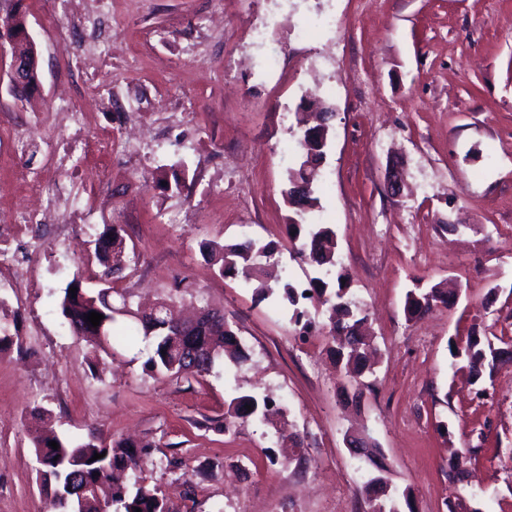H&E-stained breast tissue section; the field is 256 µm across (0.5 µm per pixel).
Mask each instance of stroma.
Wrapping results in <instances>:
<instances>
[{
  "mask_svg": "<svg viewBox=\"0 0 512 512\" xmlns=\"http://www.w3.org/2000/svg\"><path fill=\"white\" fill-rule=\"evenodd\" d=\"M330 9L334 26L300 36ZM22 10L39 84L11 102L0 62V101L27 130L22 161L0 144V206L27 204L19 172L56 169L45 145L57 124L65 73L37 0ZM57 23L76 52L114 54L93 76L111 107L84 109L112 131V151L86 176L109 182L112 214L135 251L113 283L130 307L181 291L220 310L248 360L218 374L171 379L145 372L137 346L116 345L97 371L59 307L75 275L93 287L88 234L69 242L38 226L30 287L0 288L19 316L27 351L0 354V512H45L36 480L31 412L46 407L66 439L101 431L149 442L141 478L174 512H367L365 485L381 476L413 512H512V362L473 378L451 346L468 336L512 337V0H112L95 31ZM279 66L267 74L264 58ZM328 103L332 142L308 219L336 232L347 296L369 315L372 368L346 377L325 333L301 334L283 303L257 301L255 283L222 277L208 240L275 242L281 280L304 289L314 269L286 224L284 191L299 152L300 100ZM405 165L401 197L384 184ZM179 189H172V182ZM444 282L459 297L408 319L406 296ZM270 395L272 423L207 428L233 394ZM366 434L380 458H355L344 438ZM213 467L200 479L198 469Z\"/></svg>",
  "mask_w": 512,
  "mask_h": 512,
  "instance_id": "1",
  "label": "stroma"
}]
</instances>
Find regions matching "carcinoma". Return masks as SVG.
<instances>
[{"label":"carcinoma","instance_id":"carcinoma-1","mask_svg":"<svg viewBox=\"0 0 512 512\" xmlns=\"http://www.w3.org/2000/svg\"><path fill=\"white\" fill-rule=\"evenodd\" d=\"M26 28L25 16L19 8L12 7L0 15V30L20 33ZM316 152H311V149ZM302 147L294 167L288 171V183H307L300 199L299 212L289 217L286 224L288 235L295 238L302 228H307V241L301 245L300 255L322 270L330 271L337 266L336 235L326 224L306 225V214L318 205L313 187V175L318 165L327 155V148L319 145ZM93 257L100 266L96 274L100 288L83 286L80 276H75L64 288L60 308L67 320L72 335L85 341L90 348V363L97 361L101 352L112 350V325L118 315H129L136 320L135 331L148 342L147 358L144 369L148 372L168 376L202 375L213 371L219 362L229 361L237 366L246 359L237 336L224 321V314L218 310L204 308L203 317L197 326L186 328L171 297L163 298L150 311H132L127 300L122 306L114 305V295L118 291L112 288V280L127 266L128 253L126 238L120 224H112L98 233L93 241ZM202 250L218 272L223 276L235 274L243 266L255 273L258 281L256 292L261 300L269 299L274 286L264 279L266 264L275 254L276 247L269 242L261 244L253 239L226 245L219 241L203 244ZM345 275H337L338 289L329 291L330 283L321 277L311 280V288L298 291L289 282L280 286L281 299L293 307L291 321L298 324L307 316V311L298 307L299 300L316 301L319 304H331L332 317L329 335L336 336L340 330L353 327L358 329L364 323L362 310L354 308V303L346 298L347 292L342 284ZM77 291L71 294L69 288ZM407 302L414 304L411 316L426 313L437 304L450 307L455 297L446 288L436 286L426 292H409ZM96 311L104 316L99 326L88 323L85 314ZM362 339L352 333L346 350L337 352L339 361L346 366H361ZM24 351L17 318L0 316V353L4 351ZM494 344L481 343L473 337L462 348L451 350L452 356L461 358L475 378H480L482 367L495 362ZM272 400L269 397L258 399L251 395L231 398L224 419H213L210 427L226 430L237 419L252 416L267 419ZM251 409H246V406ZM58 443V449L48 446V442ZM37 479L46 491L48 512H171L164 498L156 489H150L134 480L132 485L118 484L114 480L117 470H129L137 473L144 460L150 456L148 446L133 441L108 442L102 436L92 434L85 440H62L56 436L37 435L32 440ZM105 453L101 459L93 455ZM410 505L408 495L400 496L388 490L380 494H369V512H402L401 505Z\"/></svg>","mask_w":512,"mask_h":512}]
</instances>
